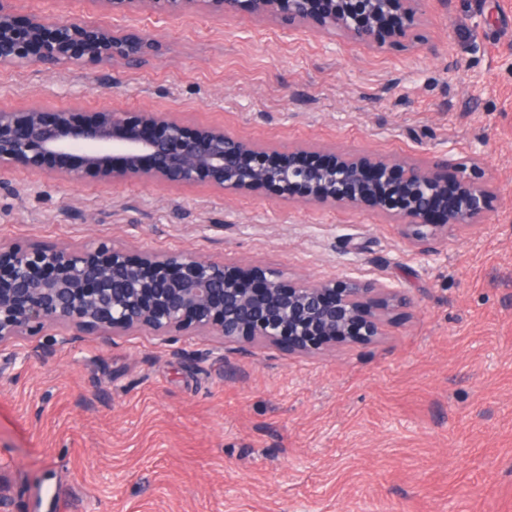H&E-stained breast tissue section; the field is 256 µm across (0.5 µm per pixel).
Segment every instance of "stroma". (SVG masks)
Instances as JSON below:
<instances>
[{"label":"stroma","instance_id":"35a3bbf8","mask_svg":"<svg viewBox=\"0 0 512 512\" xmlns=\"http://www.w3.org/2000/svg\"><path fill=\"white\" fill-rule=\"evenodd\" d=\"M34 13L157 34L138 65L0 67V109L169 112L270 150L479 165L480 223L412 243L369 209L271 188L0 172V239L185 251L284 282L377 279L410 305L299 357L190 330L0 345V512H512V0H428L421 43L329 44L249 16Z\"/></svg>","mask_w":512,"mask_h":512}]
</instances>
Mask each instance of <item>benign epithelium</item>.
Returning <instances> with one entry per match:
<instances>
[{
	"instance_id": "benign-epithelium-1",
	"label": "benign epithelium",
	"mask_w": 512,
	"mask_h": 512,
	"mask_svg": "<svg viewBox=\"0 0 512 512\" xmlns=\"http://www.w3.org/2000/svg\"><path fill=\"white\" fill-rule=\"evenodd\" d=\"M18 0H0V66L40 70L70 65L95 69L137 62L158 52L159 40L135 28L69 19L16 16ZM114 15L139 4L163 17L191 11L232 19L242 13L294 32L313 24L326 38L371 48L384 37L411 36L424 0H100ZM53 168L69 181L154 180L207 183L232 192L269 187L302 203L369 208L402 223L424 241L448 226L475 224L489 209L481 168L441 163L421 167L399 159L339 155L304 161L299 150L269 152L222 127L188 129L159 112L0 110V171ZM408 305L382 282L336 280L285 285L273 270L233 269L183 251L132 262L107 240L81 247L21 248L0 241V344L55 330L57 344L84 331L156 336L193 328L224 343L261 341L290 354L369 341L396 309Z\"/></svg>"
}]
</instances>
